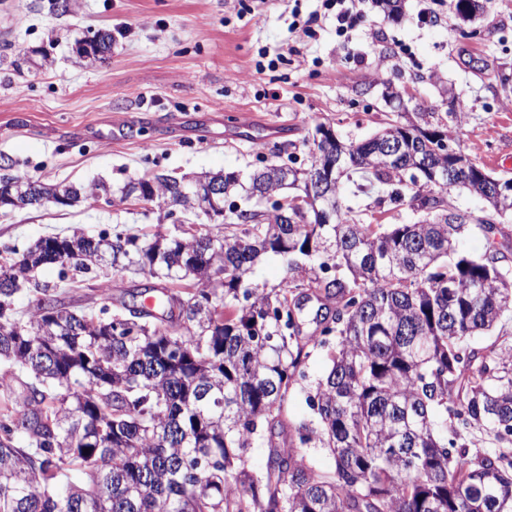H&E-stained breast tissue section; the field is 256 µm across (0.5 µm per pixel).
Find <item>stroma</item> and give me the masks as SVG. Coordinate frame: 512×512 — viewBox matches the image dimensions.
Returning a JSON list of instances; mask_svg holds the SVG:
<instances>
[{
    "label": "stroma",
    "instance_id": "1",
    "mask_svg": "<svg viewBox=\"0 0 512 512\" xmlns=\"http://www.w3.org/2000/svg\"><path fill=\"white\" fill-rule=\"evenodd\" d=\"M483 3L465 24L448 0H402L394 22L359 0L340 34L323 0H68L62 14L52 0H0V154L49 183L244 173L305 162L320 124L370 137L394 92L445 114L468 158L512 175V0ZM120 25L130 32L107 60L76 59L77 40ZM116 229L177 231L134 198L45 204L0 211V255Z\"/></svg>",
    "mask_w": 512,
    "mask_h": 512
}]
</instances>
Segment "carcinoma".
Instances as JSON below:
<instances>
[{"label": "carcinoma", "mask_w": 512, "mask_h": 512, "mask_svg": "<svg viewBox=\"0 0 512 512\" xmlns=\"http://www.w3.org/2000/svg\"><path fill=\"white\" fill-rule=\"evenodd\" d=\"M401 113L362 141L317 144L305 166L286 162L224 174V230L214 234L74 233L28 246L0 264V512H512L506 448L471 453L478 431L512 438V347L488 361L470 345L512 312V266L495 249L460 247L485 220L512 215V178L488 180L432 108ZM386 143L401 147L395 154ZM340 158L331 195L278 214L282 191ZM288 172L287 182L276 172ZM487 204L464 220L433 177ZM112 191L146 203L195 200L171 174ZM384 189L377 205L405 204L413 224H372L343 204L346 187ZM267 254L288 280L251 282ZM88 274L110 267L153 280L138 294L74 309L56 289H35L18 315L15 282L41 267ZM324 300L303 333L294 291ZM328 370L307 382L310 350ZM307 383L309 422L286 420ZM336 460L323 472L304 449ZM265 445L264 469L248 450Z\"/></svg>", "instance_id": "carcinoma-1"}]
</instances>
